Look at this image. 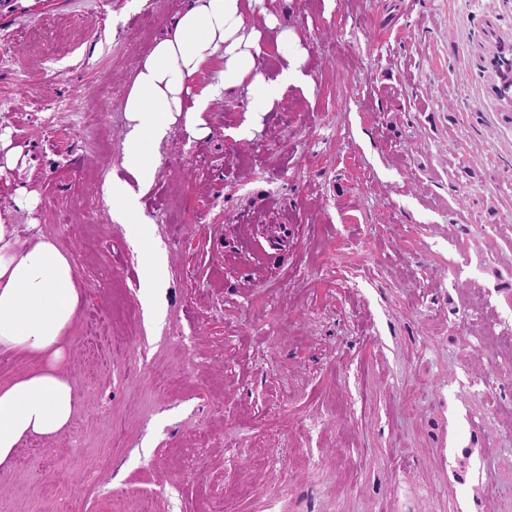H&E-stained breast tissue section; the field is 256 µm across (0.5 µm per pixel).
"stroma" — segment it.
<instances>
[{"label": "stroma", "instance_id": "1", "mask_svg": "<svg viewBox=\"0 0 512 512\" xmlns=\"http://www.w3.org/2000/svg\"><path fill=\"white\" fill-rule=\"evenodd\" d=\"M188 0H0V212L83 285L76 413L0 469V512H512V0H257L307 52L251 138L244 93L176 124L140 204L162 287L101 187L123 104ZM9 147V148H10ZM121 303L125 319L112 318ZM499 84L496 86L498 96L503 94H512V43L509 45L503 41H499L496 46V52L492 58Z\"/></svg>", "mask_w": 512, "mask_h": 512}]
</instances>
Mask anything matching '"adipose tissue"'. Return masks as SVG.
I'll return each instance as SVG.
<instances>
[{"instance_id":"adipose-tissue-1","label":"adipose tissue","mask_w":512,"mask_h":512,"mask_svg":"<svg viewBox=\"0 0 512 512\" xmlns=\"http://www.w3.org/2000/svg\"><path fill=\"white\" fill-rule=\"evenodd\" d=\"M255 0H189L168 32L138 66L124 101L125 180H106L103 196L113 221L123 224L143 257L142 300L152 305L159 288L152 235L139 199L153 185L159 145L176 123L192 134L206 131L203 112L225 92L245 89L249 117L237 134L248 137L292 85L304 83L305 52L295 32L268 19L254 21ZM281 47L276 75L262 62L264 30ZM213 82L194 78L213 61ZM81 307L75 263L42 234L20 238L0 214V348L39 361L37 370L0 385V468L9 467L23 439L56 437L76 412L72 384L63 371V349Z\"/></svg>"}]
</instances>
